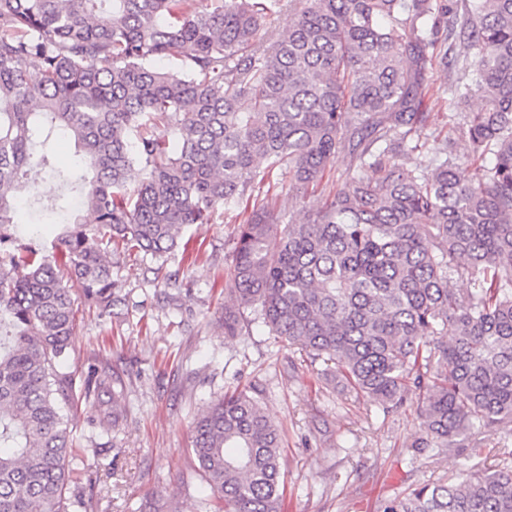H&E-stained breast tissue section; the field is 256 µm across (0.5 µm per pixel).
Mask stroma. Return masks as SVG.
Masks as SVG:
<instances>
[{
  "mask_svg": "<svg viewBox=\"0 0 512 512\" xmlns=\"http://www.w3.org/2000/svg\"><path fill=\"white\" fill-rule=\"evenodd\" d=\"M429 85L422 109L432 121L419 137L431 144L447 135L454 110L447 73L434 71ZM349 168L339 155L303 197L287 192V170L275 169L270 195L281 223L320 207ZM239 222L236 211L220 209L209 223L188 226L191 259L172 253L158 276L139 256L108 252L124 300L118 315L75 300L68 368L80 378L94 367L111 373L123 413L108 433L94 422L111 411L110 396L80 401L70 415L74 467L98 512H138L146 496L178 512H212L214 498L188 452L192 430L212 402L244 386L256 389L283 438L284 512H381L412 485L458 478L462 457L414 448L416 404L385 413L356 399L322 363L276 342L253 311L245 313L248 332L225 335L224 283ZM94 442L101 452L91 451Z\"/></svg>",
  "mask_w": 512,
  "mask_h": 512,
  "instance_id": "35a3bbf8",
  "label": "stroma"
}]
</instances>
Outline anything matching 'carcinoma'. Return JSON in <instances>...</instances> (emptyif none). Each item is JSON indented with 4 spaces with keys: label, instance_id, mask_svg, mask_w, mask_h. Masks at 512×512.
<instances>
[{
    "label": "carcinoma",
    "instance_id": "obj_1",
    "mask_svg": "<svg viewBox=\"0 0 512 512\" xmlns=\"http://www.w3.org/2000/svg\"><path fill=\"white\" fill-rule=\"evenodd\" d=\"M281 2L0 0V512H97L62 408L109 389L92 371L78 390L64 370L74 293L108 314L122 303L105 249L164 261L186 247V226L243 203L224 335H241L255 306L357 398L385 412L416 400V448L459 453L486 428L512 432V0H302L263 44ZM444 40L458 46L448 93L461 141L412 166ZM175 56L181 70L154 67ZM473 92L483 106L467 113ZM61 133L85 165L74 210L23 182L40 168L68 184L47 151ZM341 152L352 172L302 222L279 223L256 195L282 165L305 193ZM24 194L44 216L67 214L46 251L6 232ZM458 279L469 291L451 288ZM118 399L105 432L122 419ZM191 452L215 512H281L282 438L254 389L213 403ZM500 455L382 512H512V449Z\"/></svg>",
    "mask_w": 512,
    "mask_h": 512
}]
</instances>
